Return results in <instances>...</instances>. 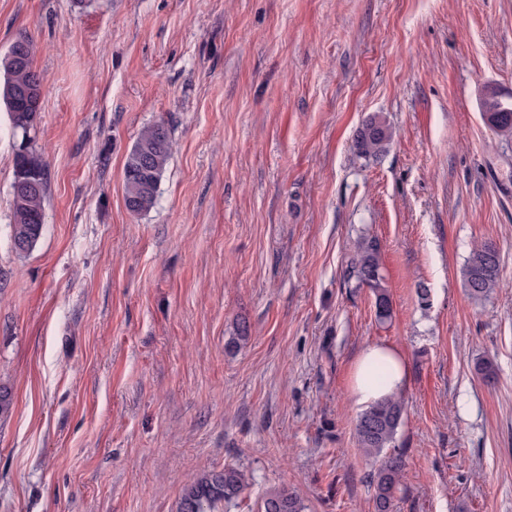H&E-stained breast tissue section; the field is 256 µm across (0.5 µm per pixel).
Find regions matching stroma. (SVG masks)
<instances>
[{
  "mask_svg": "<svg viewBox=\"0 0 512 512\" xmlns=\"http://www.w3.org/2000/svg\"><path fill=\"white\" fill-rule=\"evenodd\" d=\"M22 32L48 198L15 252L0 108V512H176L227 465L251 477L231 512L281 487L374 512L351 394L372 343L409 368L393 512H512V142L480 109L512 93V0H0V53ZM373 115L394 135L367 160ZM159 120L174 154L136 215L125 155ZM360 242L388 320L346 277ZM392 137V127L386 120L373 115L358 130L354 140V149L359 156L368 160H376L386 152ZM501 262L500 249L493 241H483L472 249L461 274L473 298L485 299L499 286Z\"/></svg>",
  "mask_w": 512,
  "mask_h": 512,
  "instance_id": "1",
  "label": "stroma"
}]
</instances>
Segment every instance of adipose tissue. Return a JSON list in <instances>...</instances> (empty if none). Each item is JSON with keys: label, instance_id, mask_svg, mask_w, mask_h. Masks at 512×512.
I'll list each match as a JSON object with an SVG mask.
<instances>
[{"label": "adipose tissue", "instance_id": "adipose-tissue-1", "mask_svg": "<svg viewBox=\"0 0 512 512\" xmlns=\"http://www.w3.org/2000/svg\"><path fill=\"white\" fill-rule=\"evenodd\" d=\"M351 378V390L356 402L371 404L406 387L405 358L398 350L388 346H366L353 365Z\"/></svg>", "mask_w": 512, "mask_h": 512}]
</instances>
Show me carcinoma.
<instances>
[{"instance_id": "carcinoma-1", "label": "carcinoma", "mask_w": 512, "mask_h": 512, "mask_svg": "<svg viewBox=\"0 0 512 512\" xmlns=\"http://www.w3.org/2000/svg\"><path fill=\"white\" fill-rule=\"evenodd\" d=\"M33 45L20 33L8 50L0 54V106L10 123L34 130L41 110L42 81L33 67ZM481 110L488 126L501 139L512 140V94H503L494 86L484 88ZM393 137L386 120L373 115L358 130L354 149L359 156L376 160L387 150ZM173 152L171 129L163 121L143 127L128 151L124 163V199L126 208L142 214L155 207L159 185ZM36 166L37 187L11 197L10 228L21 243L20 252L32 250L43 231L48 182L44 164L33 147L27 154L13 157L14 178L27 176ZM502 270L501 252L493 241L477 244L462 269V281L476 299L487 298L499 286ZM348 277L357 285L370 288L375 296L377 316L390 317V300L383 285L378 250L373 244H360L350 261ZM404 414V404L397 395H389L369 405L358 417L355 434L359 447L378 459L371 480L374 512H391L400 490L404 458L392 449ZM249 485L247 473L235 466L205 471L184 488L177 512H219L230 508ZM261 512H304L301 500L286 488L273 489L262 500Z\"/></svg>"}]
</instances>
